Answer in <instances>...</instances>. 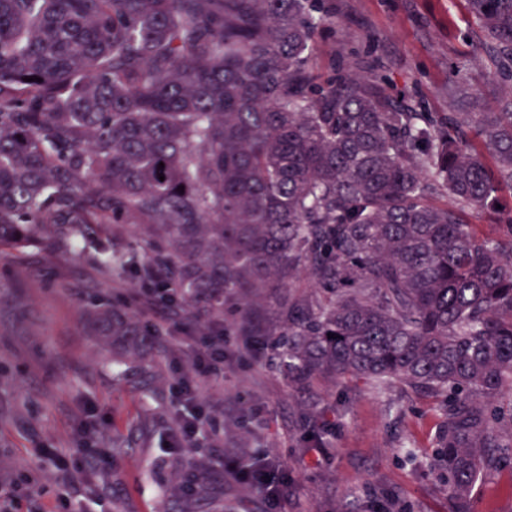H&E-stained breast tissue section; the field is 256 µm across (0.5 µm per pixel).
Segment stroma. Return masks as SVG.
Instances as JSON below:
<instances>
[{"instance_id": "35a3bbf8", "label": "stroma", "mask_w": 512, "mask_h": 512, "mask_svg": "<svg viewBox=\"0 0 512 512\" xmlns=\"http://www.w3.org/2000/svg\"><path fill=\"white\" fill-rule=\"evenodd\" d=\"M326 21L312 62L328 74L368 64L395 92L428 112H451L448 85L463 76L491 105L498 60L465 0H322ZM136 269L104 279L78 252L28 253L0 264V481L34 476L41 492L18 512H52L54 471L39 451L75 446L85 418L99 425L102 447L119 443L112 470L88 485L109 494L120 512H448V494L432 467L443 421L439 403L397 384L355 378L294 389L278 367L253 366L234 316L224 318V376L200 389L212 412L193 464L167 452L177 409L174 353L159 341L150 375L112 378V354L95 345L83 311L134 293ZM325 424L318 438L309 421ZM273 464L280 494L269 504L230 470ZM206 468V488L173 497L192 465ZM479 512H512V471L483 477Z\"/></svg>"}]
</instances>
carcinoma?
<instances>
[{"instance_id": "obj_1", "label": "carcinoma", "mask_w": 512, "mask_h": 512, "mask_svg": "<svg viewBox=\"0 0 512 512\" xmlns=\"http://www.w3.org/2000/svg\"><path fill=\"white\" fill-rule=\"evenodd\" d=\"M468 7L512 78V0ZM320 10L0 0V261L78 246L110 277L134 259L114 231L142 225V280L200 324L238 315L294 388L435 397L433 470L448 512H476L477 481L512 464V85L445 114L376 73L323 78ZM448 95L479 105L461 77ZM87 322L117 381L158 335L123 304Z\"/></svg>"}]
</instances>
